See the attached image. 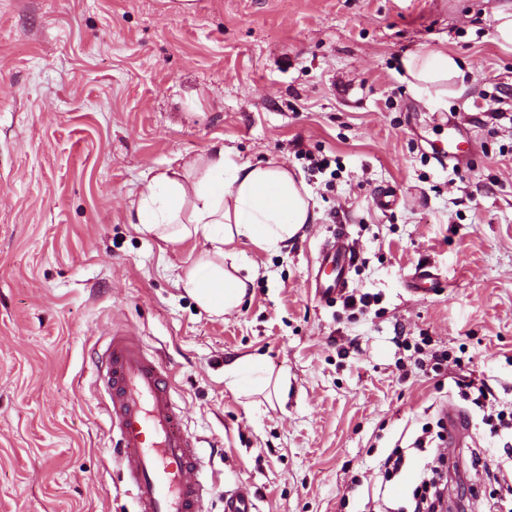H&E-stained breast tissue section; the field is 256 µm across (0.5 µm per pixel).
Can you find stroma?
Masks as SVG:
<instances>
[{"mask_svg":"<svg viewBox=\"0 0 512 512\" xmlns=\"http://www.w3.org/2000/svg\"><path fill=\"white\" fill-rule=\"evenodd\" d=\"M512 0H0V512H134L118 437L92 371L113 330L171 374L184 429L213 484L203 512L249 485L261 512H409L435 453L466 512H505L512 430ZM457 56L436 110L401 60ZM461 120V165L433 145ZM224 146L303 178L319 218L282 252L244 246L242 304L213 316L178 286L201 241L130 224L150 174ZM336 159L335 171L310 158ZM396 189L389 211L373 203ZM344 231L360 310L320 302L319 247ZM429 266L438 286L412 293ZM447 351L441 372L415 347ZM261 356L288 390L229 386L230 357ZM485 382L476 406L459 380ZM471 435L443 441V405ZM403 449L401 472L380 463Z\"/></svg>","mask_w":512,"mask_h":512,"instance_id":"stroma-1","label":"stroma"}]
</instances>
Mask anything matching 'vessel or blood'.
<instances>
[{
  "label": "vessel or blood",
  "instance_id": "vessel-or-blood-1",
  "mask_svg": "<svg viewBox=\"0 0 512 512\" xmlns=\"http://www.w3.org/2000/svg\"><path fill=\"white\" fill-rule=\"evenodd\" d=\"M355 255L344 233L322 245L311 266L319 299L331 301L348 285ZM97 385L109 396L110 427L118 435L122 475L137 512H201L208 481L198 447L180 424L170 377L140 339L113 333Z\"/></svg>",
  "mask_w": 512,
  "mask_h": 512
}]
</instances>
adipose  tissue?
I'll list each match as a JSON object with an SVG mask.
<instances>
[{
  "instance_id": "obj_1",
  "label": "adipose tissue",
  "mask_w": 512,
  "mask_h": 512,
  "mask_svg": "<svg viewBox=\"0 0 512 512\" xmlns=\"http://www.w3.org/2000/svg\"><path fill=\"white\" fill-rule=\"evenodd\" d=\"M401 64L429 107L441 101L448 80L462 74L457 58L445 52H419ZM317 218L310 189L286 164L238 162L217 145L153 176L130 211L131 223L163 242L203 239L200 263L178 282L215 315L234 311L255 278L237 244L277 252Z\"/></svg>"
}]
</instances>
